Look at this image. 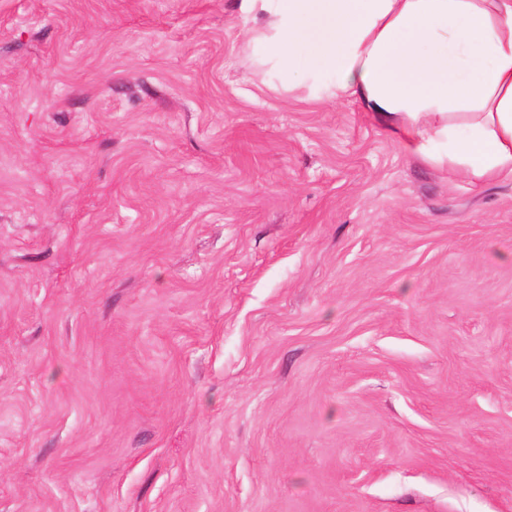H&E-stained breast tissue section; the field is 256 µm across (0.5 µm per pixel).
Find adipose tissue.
Segmentation results:
<instances>
[{"mask_svg":"<svg viewBox=\"0 0 512 512\" xmlns=\"http://www.w3.org/2000/svg\"><path fill=\"white\" fill-rule=\"evenodd\" d=\"M289 87L353 98L404 154L512 181V0H240Z\"/></svg>","mask_w":512,"mask_h":512,"instance_id":"obj_1","label":"adipose tissue"}]
</instances>
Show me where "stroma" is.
I'll return each instance as SVG.
<instances>
[{"instance_id": "35a3bbf8", "label": "stroma", "mask_w": 512, "mask_h": 512, "mask_svg": "<svg viewBox=\"0 0 512 512\" xmlns=\"http://www.w3.org/2000/svg\"><path fill=\"white\" fill-rule=\"evenodd\" d=\"M251 27L0 0V512H512V181Z\"/></svg>"}]
</instances>
